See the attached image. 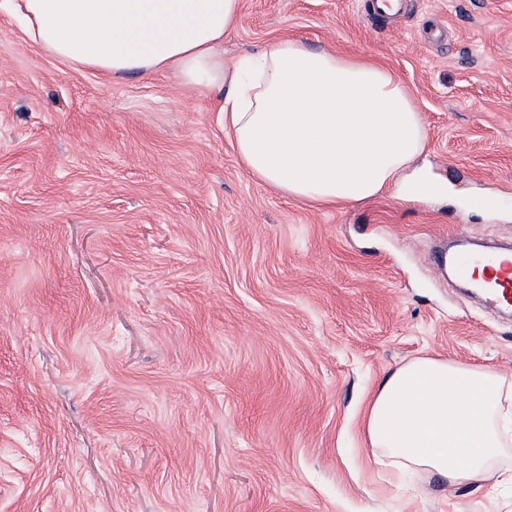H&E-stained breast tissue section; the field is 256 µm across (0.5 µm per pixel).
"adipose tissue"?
<instances>
[{
    "label": "adipose tissue",
    "mask_w": 512,
    "mask_h": 512,
    "mask_svg": "<svg viewBox=\"0 0 512 512\" xmlns=\"http://www.w3.org/2000/svg\"><path fill=\"white\" fill-rule=\"evenodd\" d=\"M61 62L107 76L169 73L220 113L244 172L320 205L357 203L404 182L424 151L422 115L386 68L280 39L236 62L224 38L240 0H0ZM364 440L393 480L429 474L452 486H512V382L488 367L422 356L380 382Z\"/></svg>",
    "instance_id": "adipose-tissue-1"
}]
</instances>
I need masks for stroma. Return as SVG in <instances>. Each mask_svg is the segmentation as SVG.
<instances>
[{
  "instance_id": "1",
  "label": "stroma",
  "mask_w": 512,
  "mask_h": 512,
  "mask_svg": "<svg viewBox=\"0 0 512 512\" xmlns=\"http://www.w3.org/2000/svg\"><path fill=\"white\" fill-rule=\"evenodd\" d=\"M284 37L393 70L449 198L283 196L172 75L72 68L0 9V512H512L388 484L361 432L411 358L512 379V318L433 261L512 237V0H241L224 55Z\"/></svg>"
}]
</instances>
